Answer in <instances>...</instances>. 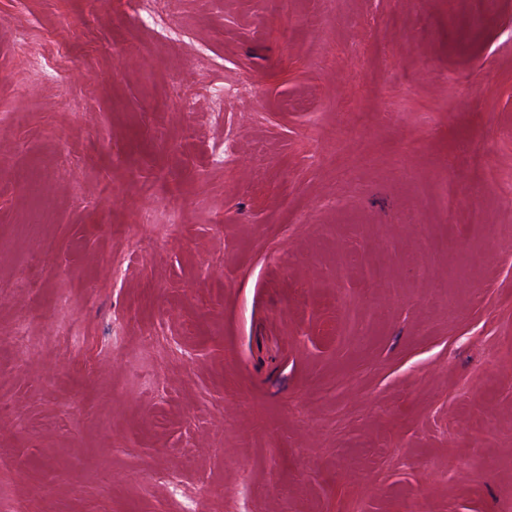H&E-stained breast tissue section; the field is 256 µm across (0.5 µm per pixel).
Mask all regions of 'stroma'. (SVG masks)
<instances>
[{"label": "stroma", "mask_w": 512, "mask_h": 512, "mask_svg": "<svg viewBox=\"0 0 512 512\" xmlns=\"http://www.w3.org/2000/svg\"><path fill=\"white\" fill-rule=\"evenodd\" d=\"M170 21L0 0V512H512V0Z\"/></svg>", "instance_id": "35a3bbf8"}]
</instances>
